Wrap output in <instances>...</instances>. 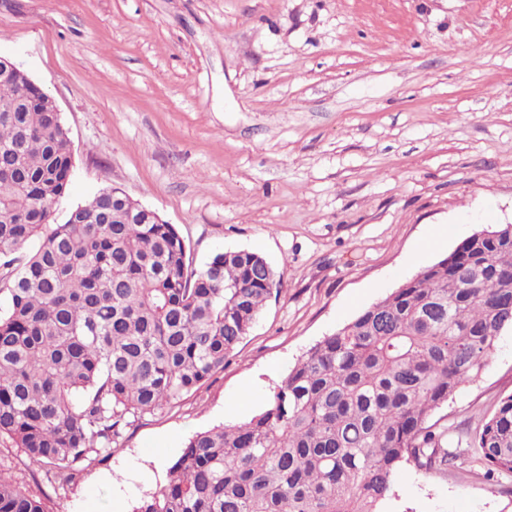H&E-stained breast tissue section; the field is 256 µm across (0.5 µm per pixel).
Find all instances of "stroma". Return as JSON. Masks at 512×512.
<instances>
[{"mask_svg":"<svg viewBox=\"0 0 512 512\" xmlns=\"http://www.w3.org/2000/svg\"><path fill=\"white\" fill-rule=\"evenodd\" d=\"M0 55L69 131L58 221L118 187L195 265L247 249L284 281L222 371L67 489L1 440L0 475L49 512H132L194 433L251 418L317 341L512 224V0H0ZM511 394L508 330L430 417L455 466L400 467L391 512H512V475L483 479L465 443Z\"/></svg>","mask_w":512,"mask_h":512,"instance_id":"stroma-1","label":"stroma"}]
</instances>
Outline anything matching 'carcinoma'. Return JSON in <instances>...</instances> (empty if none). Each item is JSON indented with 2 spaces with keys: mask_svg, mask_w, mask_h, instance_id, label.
Wrapping results in <instances>:
<instances>
[{
  "mask_svg": "<svg viewBox=\"0 0 512 512\" xmlns=\"http://www.w3.org/2000/svg\"><path fill=\"white\" fill-rule=\"evenodd\" d=\"M72 168L61 115L0 78V439L55 488L130 418L175 407L223 370L282 288L253 251L194 267L175 226L130 219L116 188L56 223ZM508 330L512 224H495L309 348L248 421L194 434L133 512H384L400 466H454L428 418ZM471 448L483 478L512 473V395ZM0 512L48 509L0 476Z\"/></svg>",
  "mask_w": 512,
  "mask_h": 512,
  "instance_id": "obj_1",
  "label": "carcinoma"
}]
</instances>
